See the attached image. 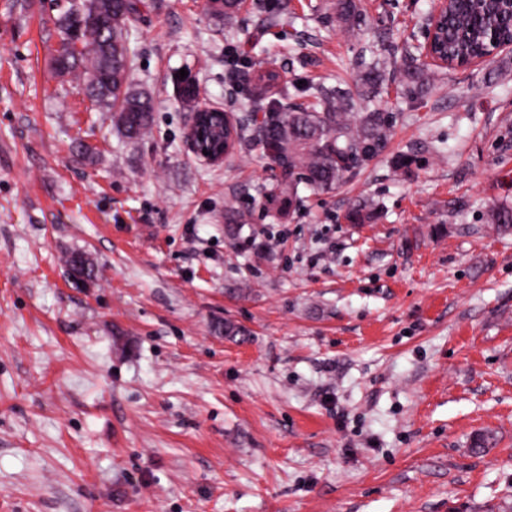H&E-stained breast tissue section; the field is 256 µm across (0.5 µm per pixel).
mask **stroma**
I'll return each mask as SVG.
<instances>
[{"mask_svg":"<svg viewBox=\"0 0 512 512\" xmlns=\"http://www.w3.org/2000/svg\"><path fill=\"white\" fill-rule=\"evenodd\" d=\"M335 2L144 0L129 141L54 70L66 0H0V512H512V46L418 94L432 0ZM377 57L388 148L289 216L258 149L187 147L180 74L238 120L254 72L301 103ZM336 16L347 28L358 27L362 21L357 0H336ZM198 138L200 141L203 140V131L201 128L196 130L195 124L191 122L188 127L187 131V142L190 146V149L193 151L194 156L206 163V164H219L223 163L224 159L228 156V153H224V151L220 154H213L210 150H208L206 147H203L201 150H199L195 144V138ZM203 150H206L207 155L203 154Z\"/></svg>","mask_w":512,"mask_h":512,"instance_id":"obj_1","label":"stroma"}]
</instances>
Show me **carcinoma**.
I'll list each match as a JSON object with an SVG mask.
<instances>
[{"instance_id": "carcinoma-1", "label": "carcinoma", "mask_w": 512, "mask_h": 512, "mask_svg": "<svg viewBox=\"0 0 512 512\" xmlns=\"http://www.w3.org/2000/svg\"><path fill=\"white\" fill-rule=\"evenodd\" d=\"M242 0H209L212 15L230 25ZM142 0H67L59 18L62 41L68 52L54 59L61 75L79 72L80 90L91 108L112 113L121 136L143 138L154 123L151 100L132 87L131 30L140 16ZM336 16L347 28L360 25L358 0H336ZM453 30L448 58L464 61L493 48V43L512 42V6L506 0H455L448 18ZM410 79L429 84L425 64L413 54L403 57ZM277 79L273 72L260 75L244 109L263 113L259 123L233 126L236 141L261 147L280 169L264 188V196L283 214L301 199V189L312 193L334 192L353 181L366 158L385 150L393 125L381 112H361L354 95L338 86H321L303 103L289 104L269 96ZM383 71L377 61L362 62L358 84L367 94H379ZM492 223L512 228V206L491 210ZM224 223L243 227L251 213L229 204Z\"/></svg>"}]
</instances>
